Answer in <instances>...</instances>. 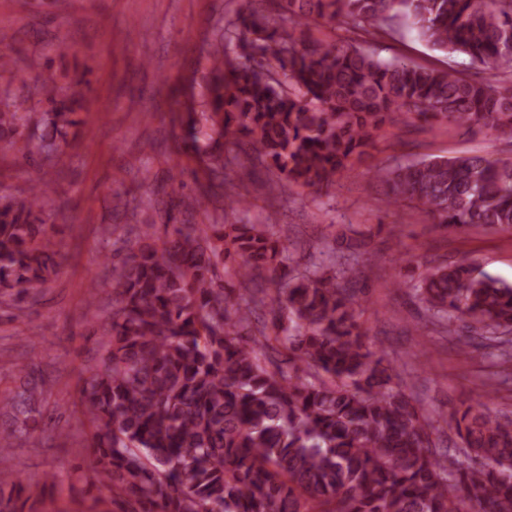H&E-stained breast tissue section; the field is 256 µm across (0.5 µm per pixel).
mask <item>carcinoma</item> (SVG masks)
I'll list each match as a JSON object with an SVG mask.
<instances>
[{"label":"carcinoma","mask_w":512,"mask_h":512,"mask_svg":"<svg viewBox=\"0 0 512 512\" xmlns=\"http://www.w3.org/2000/svg\"><path fill=\"white\" fill-rule=\"evenodd\" d=\"M240 12L210 52L203 115L212 145L206 184L178 204L208 213L224 186V142L242 177L265 167L274 203L292 187L327 191L371 156L389 123L419 120L491 131L512 145V0H272ZM320 25L333 35L312 39ZM435 50L486 67L463 75L363 44L400 28ZM259 47L224 61V40ZM80 124L73 105L0 109V141L29 154L30 126L52 156ZM390 207L409 205L444 228L512 230V160L430 155L378 167ZM48 187L0 196V304L57 274ZM287 272L288 225L130 224L112 263V312L83 370L79 411L90 428L82 468L107 489L98 512H512V417L471 406L444 419L460 440L436 449V419L406 391L396 361L368 346L366 308L339 255ZM239 287L232 288L230 283ZM445 333L466 319L476 350L512 334V285L438 262L408 284ZM0 411V457L35 429L45 383L28 366ZM33 492L0 470V512H34Z\"/></svg>","instance_id":"cac0c4a2"}]
</instances>
